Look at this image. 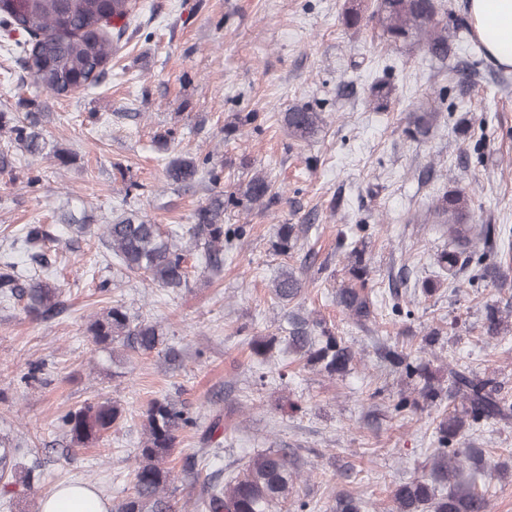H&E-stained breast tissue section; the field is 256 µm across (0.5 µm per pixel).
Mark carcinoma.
I'll return each mask as SVG.
<instances>
[{"label":"carcinoma","instance_id":"obj_1","mask_svg":"<svg viewBox=\"0 0 512 512\" xmlns=\"http://www.w3.org/2000/svg\"><path fill=\"white\" fill-rule=\"evenodd\" d=\"M137 0H0V31L4 48L20 55L25 71L48 95L68 96L96 86L104 75L112 55L119 49ZM435 0H375L371 17L375 18L386 39L394 44H417L438 58H448V34L437 19ZM45 113L41 108L22 114L0 112V130L9 134L15 147L34 158H49L65 166L71 155L63 148L49 145L42 133ZM431 115L416 113L412 127L406 130L415 139L428 133ZM288 135L307 140L319 130L321 114L306 107H297L284 116ZM224 164L210 153L200 157L184 156L172 160L166 169L169 184L189 188L201 175L208 176L213 186L221 183ZM271 181L263 176L252 177L241 191L215 190L206 203L194 213L187 225V243L176 245L164 235L157 224L147 222L138 211L129 207L101 227V238L112 250L118 263L129 273L137 274L150 284L166 288L187 285L188 256L194 251L203 254L213 270L224 265V244L241 238L244 225L224 224V204L244 210L256 205L270 206L277 202ZM434 213L448 228L454 249L440 255V262L453 271L459 263L473 259L475 243L487 249L491 237L501 229L489 224L473 223L472 198L467 191L454 188L437 199ZM58 223L78 237L91 233L85 211L76 208L60 213ZM56 240L51 224H30L26 242L30 260L44 269L51 264L47 244ZM297 246L294 225L278 227L273 251L288 255ZM350 278L336 292L337 305L355 321L362 323L372 314L367 292L368 269L365 252L350 244ZM5 262L0 268V298L24 302V309L34 319L54 317L61 305L62 291L41 275L18 276ZM306 280L294 271L283 269L273 280L272 293L286 305L302 295ZM502 318L498 309H486L484 331L488 336L500 334ZM91 342L103 349L118 345L137 354L158 348L161 338L156 326L131 319L121 305L110 307L100 317L90 320ZM288 346L304 366L333 377L350 370L356 352L345 340L326 325L304 318L292 319L286 336H256L250 341L254 353L265 355L276 345ZM392 364L413 383L412 392L403 394L393 404L398 415L415 414L424 405L448 396L461 400V411L442 416L437 424L438 446L431 467L435 480L448 486L442 495L425 481L417 480L399 486L394 494L399 512H487L485 495L461 480V451L452 442L465 425H480L490 420L512 418V398L503 394L496 378L479 377L458 369L451 372L448 391L435 384L428 363L411 360L396 350L388 351ZM123 417V409L115 400L86 402L59 417L60 427L69 439L70 448H85L98 442ZM145 440L138 449L132 493L112 504V512H288V494L298 480L288 452L268 448L252 455L238 472L225 481L201 476L197 461L190 458L187 468L192 475V494L179 503L168 492L171 471L166 462L175 447L178 434L186 430L204 429L203 442L220 446L224 433L219 414L201 424L199 415L164 397L150 401L143 412ZM22 449L13 448L0 439V499L21 497L34 488V475L17 462Z\"/></svg>","mask_w":512,"mask_h":512}]
</instances>
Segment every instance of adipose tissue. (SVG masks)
I'll return each mask as SVG.
<instances>
[{"label":"adipose tissue","instance_id":"obj_1","mask_svg":"<svg viewBox=\"0 0 512 512\" xmlns=\"http://www.w3.org/2000/svg\"><path fill=\"white\" fill-rule=\"evenodd\" d=\"M467 11L487 57L512 69V0H467ZM41 512H110V508L92 488L68 484L43 500Z\"/></svg>","mask_w":512,"mask_h":512}]
</instances>
